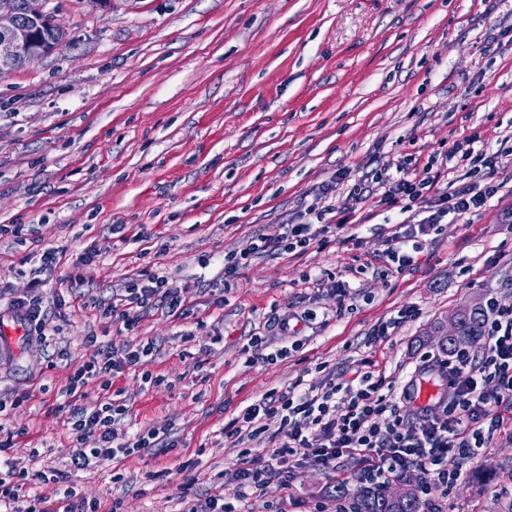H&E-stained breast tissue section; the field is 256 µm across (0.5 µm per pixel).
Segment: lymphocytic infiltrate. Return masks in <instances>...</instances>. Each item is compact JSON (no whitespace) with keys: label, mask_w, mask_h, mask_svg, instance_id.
<instances>
[{"label":"lymphocytic infiltrate","mask_w":512,"mask_h":512,"mask_svg":"<svg viewBox=\"0 0 512 512\" xmlns=\"http://www.w3.org/2000/svg\"><path fill=\"white\" fill-rule=\"evenodd\" d=\"M430 166L400 169L398 177L371 176L353 189L355 200L378 199L386 205L401 204L403 212L417 215V222L402 221L390 236L388 261L402 268L412 264L426 243L438 231L445 217L475 216L494 195L497 185L439 187ZM335 206L311 204L296 213L289 223L277 225L274 233L247 238L242 249L224 261L225 276L267 255L305 252L329 229H344L334 220ZM42 282L32 279L27 295L10 301L8 312L20 322L29 341L45 343L50 314L40 296ZM103 316L135 331L144 313L157 309L184 319L188 304L180 290L169 287L164 276L150 274L129 278L121 292L111 299L97 300ZM488 318L477 344L460 345L448 364L438 370L447 389L437 401L419 410L413 424H405L393 392L388 391L384 370L371 368L345 383L312 386L298 392L289 388L271 390L246 405L223 428L226 437L244 441L263 434L275 447L267 462H258L252 449L241 451L233 471L218 475L203 493L194 495L184 512H235L234 500L262 493L269 480H280L291 489L296 472L312 464L336 469L344 460L360 464L357 479L381 488L409 469L420 473L422 500L429 512H443L430 500L433 488L449 490L465 476L464 464L483 455L496 434L512 422L504 418L512 407V308L496 299L487 301ZM89 349L69 378L63 407L73 452L72 467L124 460L134 454L166 445L167 433L153 429L117 441L114 423L125 416L127 407L111 393L113 377L125 367L143 368L144 381H151L147 367L153 358V343H142L118 351L89 335L83 340ZM92 379L100 380L105 395L96 405H82L83 389ZM12 434H0V512H99L100 505L80 498L66 475L52 471L53 494L21 496L28 479L26 468L10 459Z\"/></svg>","instance_id":"obj_1"}]
</instances>
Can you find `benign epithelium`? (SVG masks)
Instances as JSON below:
<instances>
[{
  "label": "benign epithelium",
  "instance_id": "7a95c632",
  "mask_svg": "<svg viewBox=\"0 0 512 512\" xmlns=\"http://www.w3.org/2000/svg\"><path fill=\"white\" fill-rule=\"evenodd\" d=\"M44 11L28 8L21 0H0V77L26 68L53 51L40 35Z\"/></svg>",
  "mask_w": 512,
  "mask_h": 512
}]
</instances>
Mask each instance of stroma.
I'll return each mask as SVG.
<instances>
[{
  "instance_id": "35a3bbf8",
  "label": "stroma",
  "mask_w": 512,
  "mask_h": 512,
  "mask_svg": "<svg viewBox=\"0 0 512 512\" xmlns=\"http://www.w3.org/2000/svg\"><path fill=\"white\" fill-rule=\"evenodd\" d=\"M65 44L0 78V324L25 295L39 256L43 302L69 306L47 345L0 339V398L30 392L0 413L26 492L67 471L101 512H183L186 490L209 487L239 446L222 435L241 408L271 389L343 382L385 366L394 393L416 380L444 392L422 359L442 358L438 326L471 301L512 306V166L480 216L448 215L413 265L391 267L387 239L399 207L350 193L363 175L426 163L453 144L512 137V0H46ZM352 207L356 232L334 230L301 254L265 256L224 275V258L311 203L321 187ZM167 276L191 315H144L137 331L102 318L108 298L138 274ZM412 311L389 336L379 324ZM290 320L286 347L269 318ZM267 334L266 350L248 349ZM194 340H186V333ZM113 348L155 342L150 365L112 381L128 408L124 440L152 427L168 447L71 470L64 400L82 339ZM287 349L280 360L267 352ZM197 456L195 469L183 462ZM154 473L146 481V473ZM334 482L306 465L292 491L271 481L237 512H312ZM448 512H512V434L449 494Z\"/></svg>"
}]
</instances>
